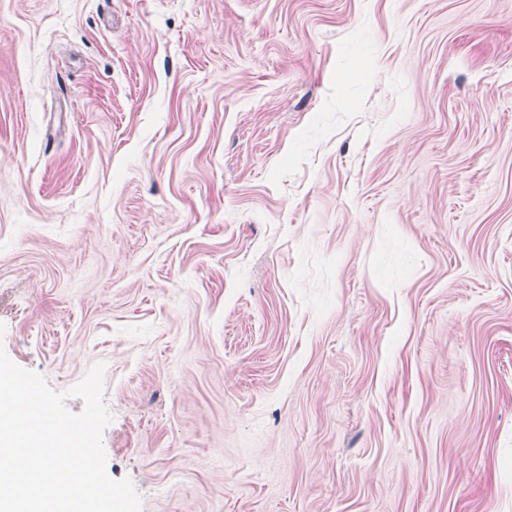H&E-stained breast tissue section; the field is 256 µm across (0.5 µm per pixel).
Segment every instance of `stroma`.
I'll use <instances>...</instances> for the list:
<instances>
[{"label":"stroma","instance_id":"1","mask_svg":"<svg viewBox=\"0 0 512 512\" xmlns=\"http://www.w3.org/2000/svg\"><path fill=\"white\" fill-rule=\"evenodd\" d=\"M0 324L142 512H512V0H0Z\"/></svg>","mask_w":512,"mask_h":512}]
</instances>
